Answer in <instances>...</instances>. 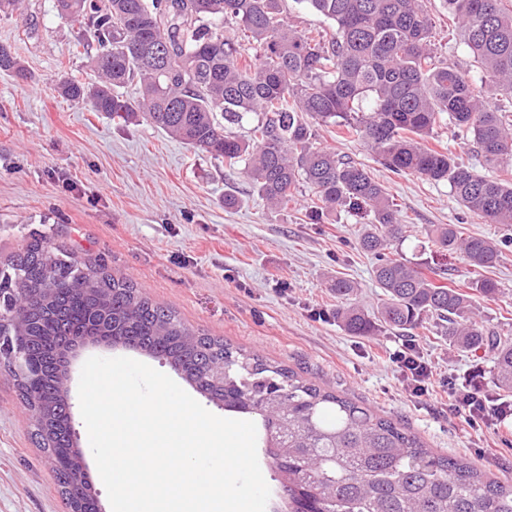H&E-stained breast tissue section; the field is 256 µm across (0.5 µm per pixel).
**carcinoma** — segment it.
I'll return each instance as SVG.
<instances>
[{
    "label": "carcinoma",
    "mask_w": 512,
    "mask_h": 512,
    "mask_svg": "<svg viewBox=\"0 0 512 512\" xmlns=\"http://www.w3.org/2000/svg\"><path fill=\"white\" fill-rule=\"evenodd\" d=\"M57 0L61 14L83 25V48L96 82L68 78L67 98L112 119L141 118L170 136L238 168L274 208L307 186L319 206L311 220L367 206L371 229L360 248L377 256L373 275L385 299L375 312L349 302L357 286L336 279L331 291L348 304L336 319L355 336L407 332L432 318L453 346L484 351L493 384L512 392V338L478 319L473 294L499 293L488 279L472 292L448 288L414 263L382 253L406 225L361 163L315 145L314 126H338L357 136L391 172L449 184L456 199L487 224H512V178H490L426 145L446 128L470 136L486 165L512 168V118L496 101L512 100V6L507 0H444L460 37L481 70V85L448 62L432 41L429 0H294L336 26L316 39L281 16L282 0ZM253 53L245 55L244 44ZM0 71L27 74L0 45ZM133 85L137 96L121 89ZM258 116L249 134L237 128ZM433 244L475 268L500 261L504 243L465 237L455 224L430 230ZM15 288L0 304V335L14 337L30 373L17 378L22 398H54L60 350L89 331L116 337L166 360L210 387L208 373L224 362V410L261 417L264 448L284 477L289 512H512V484L487 476L471 461L432 453L371 409L325 392L293 371L222 339L190 331L132 282L103 264L35 238L0 266ZM64 499L95 512L85 486L69 478L67 409L35 416Z\"/></svg>",
    "instance_id": "obj_1"
}]
</instances>
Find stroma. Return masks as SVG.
Masks as SVG:
<instances>
[{
  "label": "stroma",
  "mask_w": 512,
  "mask_h": 512,
  "mask_svg": "<svg viewBox=\"0 0 512 512\" xmlns=\"http://www.w3.org/2000/svg\"><path fill=\"white\" fill-rule=\"evenodd\" d=\"M429 7L443 55L478 75L443 0H430ZM79 32L56 0H24L22 12L0 16V45L29 74L25 80L0 74V262L22 251L32 234L44 235L51 246L102 261L189 329L369 407L436 454L464 457L492 478L512 479V421L493 411L473 422L448 405L449 383H463L475 371L493 403L507 400L492 384L488 354L454 348L431 325L405 337L353 336L337 322L331 278L356 282V301L365 309L381 303L376 259L358 245L371 213L339 210L315 224L304 193L288 208H268L223 161L148 122L125 124L63 97L58 85L65 77L94 78L85 56L72 52ZM316 143L363 163L385 185L407 226L392 253L452 288L496 281L499 298L479 301V313L486 328L512 337V250L496 267L477 270L463 259L442 258L427 238L430 225L455 224L469 235L509 239L512 224L484 223L458 203L449 184L390 172L360 140L339 136L335 127H317ZM228 194L237 197L236 206L225 207ZM408 338L432 370L422 396L407 391L390 359ZM92 356L129 357L174 373L164 359L139 350L89 346L74 359L72 380ZM33 432L32 413L0 360V512H66Z\"/></svg>",
  "instance_id": "1"
}]
</instances>
